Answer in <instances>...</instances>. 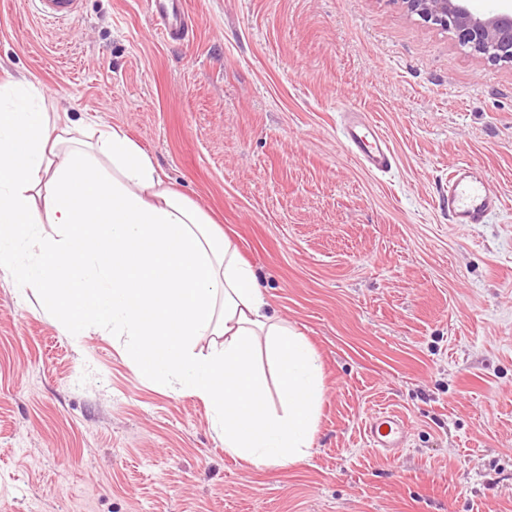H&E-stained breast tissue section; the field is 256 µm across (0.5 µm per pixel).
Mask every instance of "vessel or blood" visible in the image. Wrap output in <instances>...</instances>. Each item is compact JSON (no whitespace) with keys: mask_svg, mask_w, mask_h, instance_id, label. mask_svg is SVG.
<instances>
[{"mask_svg":"<svg viewBox=\"0 0 512 512\" xmlns=\"http://www.w3.org/2000/svg\"><path fill=\"white\" fill-rule=\"evenodd\" d=\"M35 14L41 20L70 18L80 0H32ZM148 10L161 33L170 41L186 40L191 18L184 0H147ZM346 148L363 168L372 173L392 169L396 156L379 128L363 112L346 115L342 129ZM448 215L455 224H482L499 210L501 201L491 190L485 171L476 165L456 166L448 176ZM369 446L384 454L405 448L408 431L402 416L393 411H381L366 424Z\"/></svg>","mask_w":512,"mask_h":512,"instance_id":"vessel-or-blood-1","label":"vessel or blood"}]
</instances>
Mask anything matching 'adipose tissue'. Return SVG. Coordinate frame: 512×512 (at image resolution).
I'll return each mask as SVG.
<instances>
[{"instance_id":"ef3b65f1","label":"adipose tissue","mask_w":512,"mask_h":512,"mask_svg":"<svg viewBox=\"0 0 512 512\" xmlns=\"http://www.w3.org/2000/svg\"><path fill=\"white\" fill-rule=\"evenodd\" d=\"M0 270L39 289L69 336L126 337L137 374L207 405L227 453L266 466L307 455L322 364L270 311L236 241L122 127L86 134L27 80L0 84ZM199 336L220 345L195 352Z\"/></svg>"}]
</instances>
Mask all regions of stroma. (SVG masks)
Listing matches in <instances>:
<instances>
[{"instance_id":"obj_1","label":"stroma","mask_w":512,"mask_h":512,"mask_svg":"<svg viewBox=\"0 0 512 512\" xmlns=\"http://www.w3.org/2000/svg\"><path fill=\"white\" fill-rule=\"evenodd\" d=\"M167 43L146 0L46 24L0 0V84L123 127L235 237L271 308L317 351L308 456L225 453L207 406L136 375L125 339L67 336L0 271V512H512V63L400 0H185ZM396 155L365 171L340 107ZM461 162L501 208L454 224ZM401 413L404 450L366 442ZM366 439L373 450L395 454L407 444L405 421L396 412L380 411L367 422Z\"/></svg>"}]
</instances>
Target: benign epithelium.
<instances>
[{
	"instance_id": "benign-epithelium-1",
	"label": "benign epithelium",
	"mask_w": 512,
	"mask_h": 512,
	"mask_svg": "<svg viewBox=\"0 0 512 512\" xmlns=\"http://www.w3.org/2000/svg\"><path fill=\"white\" fill-rule=\"evenodd\" d=\"M426 24L451 30L458 44L491 62H512V6L492 14L470 9V0H400Z\"/></svg>"
}]
</instances>
